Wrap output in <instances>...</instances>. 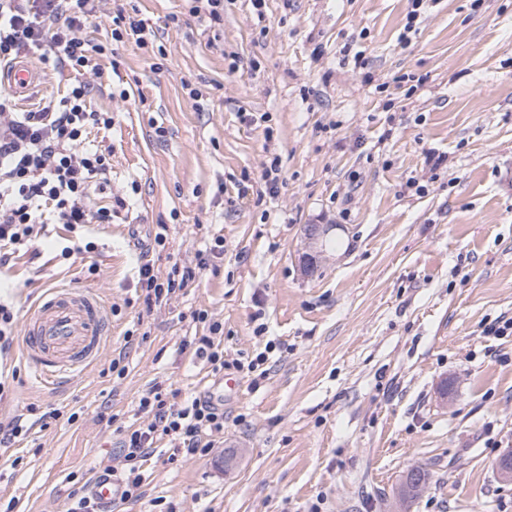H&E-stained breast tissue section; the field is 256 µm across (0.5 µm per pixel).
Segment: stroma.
Returning <instances> with one entry per match:
<instances>
[{
	"label": "stroma",
	"mask_w": 512,
	"mask_h": 512,
	"mask_svg": "<svg viewBox=\"0 0 512 512\" xmlns=\"http://www.w3.org/2000/svg\"><path fill=\"white\" fill-rule=\"evenodd\" d=\"M131 5L156 49L114 42L107 5L84 31L107 47L88 102L112 115L110 183L91 193L112 221L49 225L0 267L19 321L0 422L59 414L0 447V504L66 512L159 384L222 405L224 436L148 461L144 496L115 512H156L157 497L174 512H512L495 468L512 448V335L486 333L512 317V0H427L405 43L411 0H224L211 28L188 0ZM312 224L335 225L339 245L307 275ZM218 238L201 281L146 312L140 266L167 276ZM53 288L94 290L111 327L82 373L38 385L21 323ZM199 308L223 322L226 360L275 343L265 378L238 374L232 392L181 351ZM138 322L145 338L126 343ZM416 466L430 483L401 501Z\"/></svg>",
	"instance_id": "obj_1"
}]
</instances>
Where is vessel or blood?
Masks as SVG:
<instances>
[{"label":"vessel or blood","mask_w":512,"mask_h":512,"mask_svg":"<svg viewBox=\"0 0 512 512\" xmlns=\"http://www.w3.org/2000/svg\"><path fill=\"white\" fill-rule=\"evenodd\" d=\"M37 73L17 60L0 71V84L20 93L33 90ZM109 328V318L92 290H62L30 313L23 331V352L39 383L79 371L93 361Z\"/></svg>","instance_id":"b4317fda"}]
</instances>
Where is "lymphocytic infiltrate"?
<instances>
[{
    "instance_id": "f902f5d3",
    "label": "lymphocytic infiltrate",
    "mask_w": 512,
    "mask_h": 512,
    "mask_svg": "<svg viewBox=\"0 0 512 512\" xmlns=\"http://www.w3.org/2000/svg\"><path fill=\"white\" fill-rule=\"evenodd\" d=\"M101 0H0V62L13 60L20 51L39 50L42 62L81 71L103 44L92 42L83 31L95 17ZM92 81H79L62 98L44 99L37 110L15 111L12 97L0 90V266L9 264L18 247L33 243L45 225L60 224L69 231L89 224H108L112 210L92 208V185L108 180L110 163L94 149L88 137L106 130L112 118L89 109ZM223 244L199 251L192 263L173 267L158 277L152 265L142 264L139 281L144 304L154 309L200 278L211 255L223 252ZM204 328L188 346L196 358L205 360L213 372L227 368L256 373L268 360L266 353L242 361L224 358L222 323L207 310L191 313ZM149 420L135 429L120 432L119 454L106 466L103 477L111 479L120 502L141 496L144 466L159 442L188 455H207L224 432V412L205 398L195 396L182 403L169 402L153 390L139 401Z\"/></svg>"
}]
</instances>
